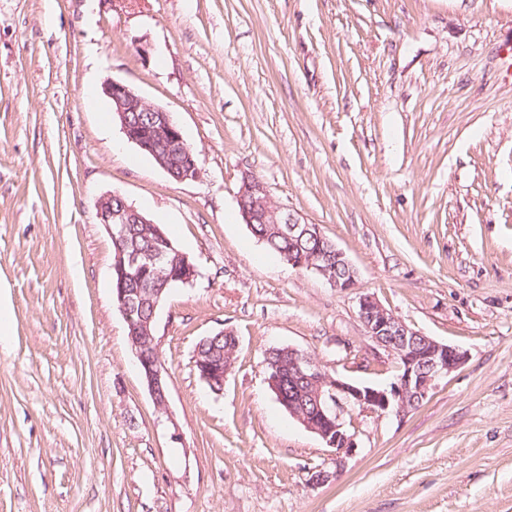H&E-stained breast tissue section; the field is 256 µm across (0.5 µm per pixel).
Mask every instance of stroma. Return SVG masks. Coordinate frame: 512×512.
Masks as SVG:
<instances>
[{"instance_id": "1", "label": "stroma", "mask_w": 512, "mask_h": 512, "mask_svg": "<svg viewBox=\"0 0 512 512\" xmlns=\"http://www.w3.org/2000/svg\"><path fill=\"white\" fill-rule=\"evenodd\" d=\"M112 79L173 113L198 179L127 142ZM246 172L356 288L252 236ZM113 190L199 271L158 314L164 414L113 303ZM364 293L468 358L406 415L344 405L337 473L264 356L387 386ZM0 299V512H512V0H0ZM223 330L215 393L193 356ZM202 340V339H201ZM196 347L195 369L202 377L200 363L204 362L208 367L209 378L206 382L212 391L220 392L224 386V378L237 359L238 338L232 333H219L209 336L207 341Z\"/></svg>"}]
</instances>
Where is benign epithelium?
Masks as SVG:
<instances>
[{
  "label": "benign epithelium",
  "instance_id": "7a95c632",
  "mask_svg": "<svg viewBox=\"0 0 512 512\" xmlns=\"http://www.w3.org/2000/svg\"><path fill=\"white\" fill-rule=\"evenodd\" d=\"M112 103V111L120 121L122 133L145 155L154 159L164 172L176 182L194 180L201 169L194 149L186 142L182 130L172 113L146 101L128 84L112 80L103 88ZM238 205L246 224H286L288 235L305 236L312 226L289 209L275 203L264 182L245 173L238 192ZM96 215L114 245L112 269L118 280L126 279L134 268H160L166 263L161 253L131 250L127 246V225L149 224L151 220L128 203L118 192H107L95 201ZM323 248L297 258L288 257V264L295 269H306L325 279L340 291L356 285V271L345 253L321 229H316ZM344 273L333 276L328 272L331 259ZM183 269L175 277L163 279L161 288H117L114 300L127 327V337L138 362L144 382L156 408L168 410V368L155 356L147 357L145 350L159 352L157 336L151 334V323L157 322L158 311L164 301V287L175 279L189 285L198 276L195 264L184 261ZM358 317L366 335L391 356L398 365L395 381L385 388L358 386L324 372L319 362L308 353L287 347L288 372L305 382L317 383L318 389L302 396L315 407L316 415L308 416L288 404V414L309 431L318 435L327 447L333 449L332 463L341 468L355 448L354 435L348 433L341 419L340 409L345 403L372 413L397 414L409 411V405L423 400L436 382L461 367L467 359L465 351L456 346L438 342L411 329L392 311L372 295H362L358 300ZM328 387L322 392V387Z\"/></svg>",
  "mask_w": 512,
  "mask_h": 512
}]
</instances>
